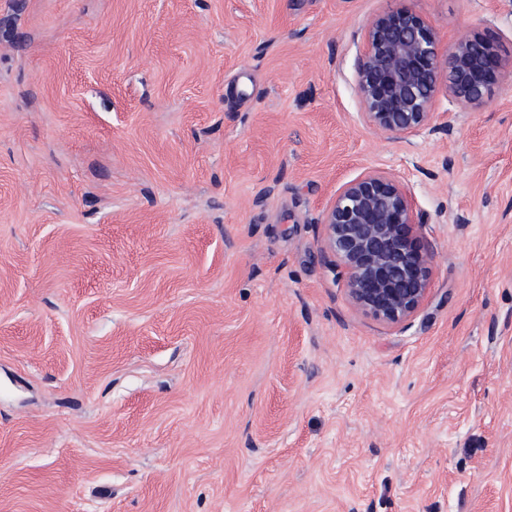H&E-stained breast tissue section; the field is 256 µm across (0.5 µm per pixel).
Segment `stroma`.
Instances as JSON below:
<instances>
[{"mask_svg": "<svg viewBox=\"0 0 512 512\" xmlns=\"http://www.w3.org/2000/svg\"><path fill=\"white\" fill-rule=\"evenodd\" d=\"M512 0H0V512H512V78L397 138L368 23ZM369 171L434 251L399 325L322 214Z\"/></svg>", "mask_w": 512, "mask_h": 512, "instance_id": "stroma-1", "label": "stroma"}]
</instances>
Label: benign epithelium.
I'll list each match as a JSON object with an SVG mask.
<instances>
[{"label":"benign epithelium","mask_w":512,"mask_h":512,"mask_svg":"<svg viewBox=\"0 0 512 512\" xmlns=\"http://www.w3.org/2000/svg\"><path fill=\"white\" fill-rule=\"evenodd\" d=\"M505 75L493 41L464 36L443 53L421 16L396 9L366 29L357 89L369 125L408 136L438 120L433 107L440 89L460 108L477 109ZM322 224L324 252L344 268L355 307L388 325L421 308L429 293L431 251L399 180L371 171L349 182L325 209Z\"/></svg>","instance_id":"obj_1"}]
</instances>
